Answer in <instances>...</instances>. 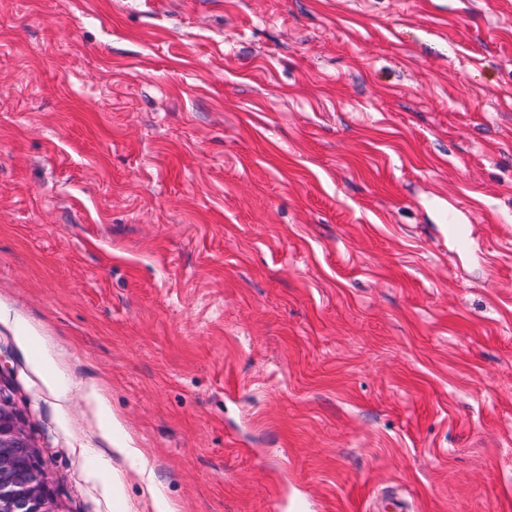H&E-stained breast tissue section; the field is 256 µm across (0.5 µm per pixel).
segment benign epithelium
I'll list each match as a JSON object with an SVG mask.
<instances>
[{"instance_id": "obj_1", "label": "benign epithelium", "mask_w": 512, "mask_h": 512, "mask_svg": "<svg viewBox=\"0 0 512 512\" xmlns=\"http://www.w3.org/2000/svg\"><path fill=\"white\" fill-rule=\"evenodd\" d=\"M32 435L0 384V512H62Z\"/></svg>"}]
</instances>
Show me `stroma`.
Returning a JSON list of instances; mask_svg holds the SVG:
<instances>
[{
    "instance_id": "stroma-1",
    "label": "stroma",
    "mask_w": 512,
    "mask_h": 512,
    "mask_svg": "<svg viewBox=\"0 0 512 512\" xmlns=\"http://www.w3.org/2000/svg\"><path fill=\"white\" fill-rule=\"evenodd\" d=\"M0 378L64 512H512V0H0Z\"/></svg>"
}]
</instances>
